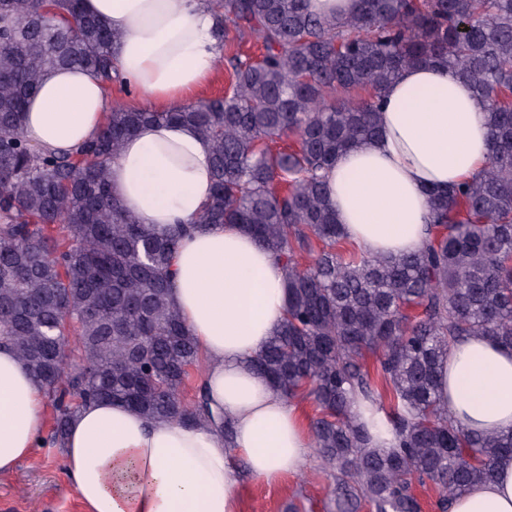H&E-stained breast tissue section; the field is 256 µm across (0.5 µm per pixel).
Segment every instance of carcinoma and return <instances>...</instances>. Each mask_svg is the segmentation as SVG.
I'll use <instances>...</instances> for the list:
<instances>
[{"label": "carcinoma", "mask_w": 512, "mask_h": 512, "mask_svg": "<svg viewBox=\"0 0 512 512\" xmlns=\"http://www.w3.org/2000/svg\"><path fill=\"white\" fill-rule=\"evenodd\" d=\"M214 8L220 38L233 29L261 46L227 57L224 96L171 111L116 103L99 138L58 155L25 139L27 99L56 69L112 82L114 35L79 0H0V343L53 407V445L94 401L214 419L205 394L190 408L181 397L199 351L169 299L176 234L140 223L109 180L140 125L190 124L212 146L214 193L198 226L238 224L285 264L286 318L252 368L288 399L312 397L336 512H421L414 484L428 482L449 512L512 458V431L467 432L438 396L439 366L463 337L512 348V0H360L346 18L312 14L305 0ZM415 64L454 68L486 99L491 163L431 192L423 249L368 256L336 224L325 174L377 135L382 91Z\"/></svg>", "instance_id": "cac0c4a2"}]
</instances>
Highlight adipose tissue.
<instances>
[{"label":"adipose tissue","instance_id":"1","mask_svg":"<svg viewBox=\"0 0 512 512\" xmlns=\"http://www.w3.org/2000/svg\"><path fill=\"white\" fill-rule=\"evenodd\" d=\"M107 23L121 78L158 110L184 103L216 75L222 50L210 0H83ZM487 102L444 65L405 68L383 93L380 133L337 156L329 197L344 237L372 255L422 249L428 192L472 181L490 162ZM101 82L86 71L46 74L23 133L35 148L73 152L103 129ZM212 149L194 127L145 124L111 165L113 196L141 223L167 232L191 224L212 193ZM170 301L205 360L202 383L219 429L150 420L118 402L84 406L66 439L69 474L84 512H238L237 460L273 481L299 473L311 437L294 404L249 362L286 315L287 271L232 224L182 234ZM440 400L467 430H512V350L480 336L459 340L442 364ZM43 393L15 352L0 347V477L39 448ZM450 512H512V459L493 482L456 497Z\"/></svg>","mask_w":512,"mask_h":512}]
</instances>
